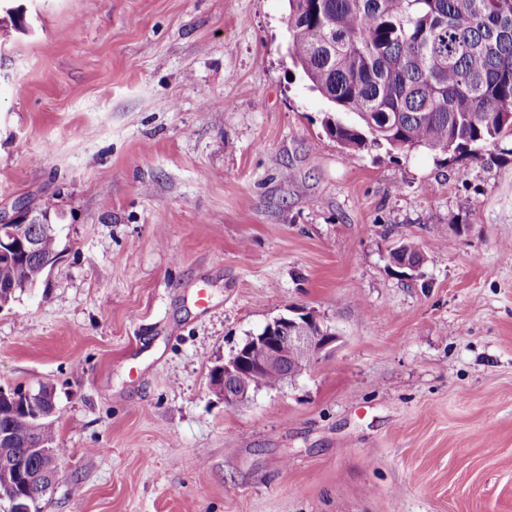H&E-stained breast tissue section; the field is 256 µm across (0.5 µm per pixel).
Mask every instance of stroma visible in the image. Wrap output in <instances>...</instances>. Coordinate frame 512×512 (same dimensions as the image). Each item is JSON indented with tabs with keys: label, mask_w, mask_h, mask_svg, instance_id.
I'll return each instance as SVG.
<instances>
[{
	"label": "stroma",
	"mask_w": 512,
	"mask_h": 512,
	"mask_svg": "<svg viewBox=\"0 0 512 512\" xmlns=\"http://www.w3.org/2000/svg\"><path fill=\"white\" fill-rule=\"evenodd\" d=\"M19 2L0 212L63 219L0 385L56 393L41 512H512V135L342 148L287 0ZM292 307L334 349L226 405L211 369Z\"/></svg>",
	"instance_id": "1"
}]
</instances>
